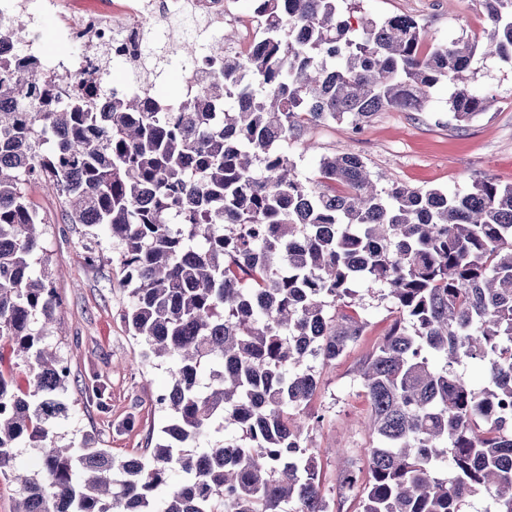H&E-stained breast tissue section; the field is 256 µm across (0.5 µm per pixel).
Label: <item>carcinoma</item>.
I'll return each mask as SVG.
<instances>
[{"label":"carcinoma","instance_id":"1","mask_svg":"<svg viewBox=\"0 0 512 512\" xmlns=\"http://www.w3.org/2000/svg\"><path fill=\"white\" fill-rule=\"evenodd\" d=\"M340 2L258 0L249 55L188 12L160 50L149 19L130 73L150 105L114 92L100 112L91 83L61 101L40 67L0 61V476L19 448L39 458L14 512H327L310 362L332 365L362 336L360 280L398 317L359 369L366 470L339 485L362 488L361 512H466L478 493L512 512V186L380 189L353 152L303 179L279 149L307 125L357 132L384 110L421 112L443 83L469 121L489 103L468 75L478 40H432L407 15L345 19ZM482 3L484 54L511 64L512 0ZM203 49L217 63L199 95L165 102L156 69ZM36 180L69 223L106 228L125 322L143 358L168 365L171 422L144 455L57 445L70 371L45 344L60 297L35 269ZM15 358L23 389L4 370ZM470 362L479 388L459 372Z\"/></svg>","mask_w":512,"mask_h":512}]
</instances>
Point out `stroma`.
<instances>
[{
	"instance_id": "35a3bbf8",
	"label": "stroma",
	"mask_w": 512,
	"mask_h": 512,
	"mask_svg": "<svg viewBox=\"0 0 512 512\" xmlns=\"http://www.w3.org/2000/svg\"><path fill=\"white\" fill-rule=\"evenodd\" d=\"M359 14L384 21L397 14L415 18L436 40L466 34L483 38L481 0H356ZM473 86L491 99V107L466 123L448 111L451 87L430 94L422 112L377 113L359 134L347 124L308 126L312 150L288 146V154L304 178H316L321 156L347 150L358 154L371 175L418 188L469 191L489 177L512 186V65L477 56ZM29 200L42 221L41 267L49 272L61 297L48 340L70 369L66 401L68 417L57 427L61 444L90 442L127 458L153 447L167 425V412L156 398L171 384L166 365L143 359L142 343L132 336L124 314L129 297L121 285L117 252L104 229L88 231L67 223L60 199L45 182L31 183ZM355 309L365 321L363 335L329 367L321 368L311 403L323 416L312 436L328 512H359L360 493L341 495L340 471L366 466L371 443L369 406L357 376L360 363L383 338L395 319L389 304L356 286ZM95 383L101 400L86 399L82 389Z\"/></svg>"
}]
</instances>
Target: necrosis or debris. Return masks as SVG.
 Returning a JSON list of instances; mask_svg holds the SVG:
<instances>
[{
    "label": "necrosis or debris",
    "mask_w": 512,
    "mask_h": 512,
    "mask_svg": "<svg viewBox=\"0 0 512 512\" xmlns=\"http://www.w3.org/2000/svg\"><path fill=\"white\" fill-rule=\"evenodd\" d=\"M52 13L68 46L56 57L42 52L40 19ZM145 0H115L111 9L87 12L73 18L70 0H0V18L16 20L14 40L0 45V59L22 70L41 65L61 95L100 77L103 58H118L136 65L139 46L133 39L147 19Z\"/></svg>",
    "instance_id": "obj_1"
}]
</instances>
